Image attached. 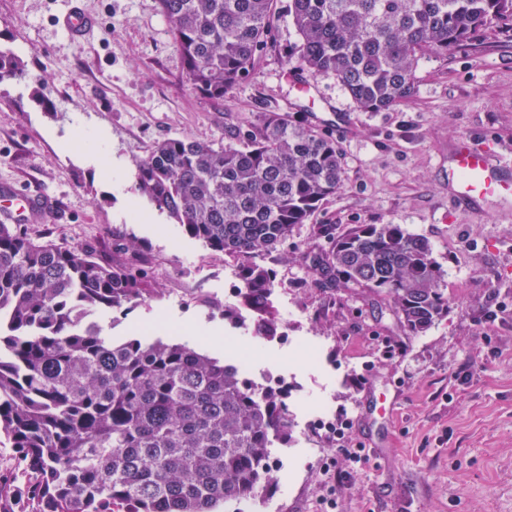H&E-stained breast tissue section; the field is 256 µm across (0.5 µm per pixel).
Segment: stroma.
<instances>
[{"label":"stroma","mask_w":512,"mask_h":512,"mask_svg":"<svg viewBox=\"0 0 512 512\" xmlns=\"http://www.w3.org/2000/svg\"><path fill=\"white\" fill-rule=\"evenodd\" d=\"M98 26L81 40L55 24L58 0H0V48L24 79L0 81V182L40 186L58 201L54 223L32 234L115 261L142 260L152 294L102 315L112 335L169 328L215 357H247L249 376L288 387L287 444L276 445L267 494L278 512H322V465L345 474L336 512H512V212L472 213L448 188L458 139L494 141L512 166V26L477 31L464 46L419 60L414 96L390 109L358 108L335 79L316 78L342 118L326 126L343 183L288 241L261 253L286 287L274 310L279 337L263 340L225 320L239 307L227 275L238 258L212 251L136 188L138 164L165 138L237 144L242 122L288 111L284 71L298 35L278 4L275 47L223 100L196 93L156 0H80ZM100 146L118 168L82 150ZM356 224H399L425 237L442 266L448 313L407 335L387 302L316 270L327 235ZM233 347L212 349V332ZM349 419L351 463L307 419ZM321 448L322 463L311 460Z\"/></svg>","instance_id":"stroma-1"}]
</instances>
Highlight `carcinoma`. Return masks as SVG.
<instances>
[{"label":"carcinoma","instance_id":"carcinoma-1","mask_svg":"<svg viewBox=\"0 0 512 512\" xmlns=\"http://www.w3.org/2000/svg\"><path fill=\"white\" fill-rule=\"evenodd\" d=\"M278 0H157L194 90L211 101L273 48ZM299 68L333 77L357 107L408 101L415 67L476 30L512 21V0H289ZM23 76L0 57V79ZM218 148L166 138L138 165L137 189L187 235L238 258L284 243L342 185L336 142L270 111ZM317 266L386 299L407 334L448 312L429 241L399 224L332 237ZM252 335H280L272 272L244 264ZM149 293L145 275L85 248L0 224V512H241L272 485L273 445L288 439V396L262 394L225 360L167 336L104 333L96 313Z\"/></svg>","mask_w":512,"mask_h":512}]
</instances>
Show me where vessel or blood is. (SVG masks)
Returning a JSON list of instances; mask_svg holds the SVG:
<instances>
[{"instance_id":"b4317fda","label":"vessel or blood","mask_w":512,"mask_h":512,"mask_svg":"<svg viewBox=\"0 0 512 512\" xmlns=\"http://www.w3.org/2000/svg\"><path fill=\"white\" fill-rule=\"evenodd\" d=\"M56 21L64 33L74 37L89 35L94 22L75 0H63V9ZM289 84L297 95L289 101L294 109H303L304 96L317 95L314 83L299 78L296 71L286 73ZM492 147L476 148L468 140H460L448 159V186L462 206L481 207L490 199L508 203L512 201V175H504L490 162ZM56 205L53 197L38 188L26 193L11 185L0 184V222L22 224L31 221L52 222Z\"/></svg>"}]
</instances>
